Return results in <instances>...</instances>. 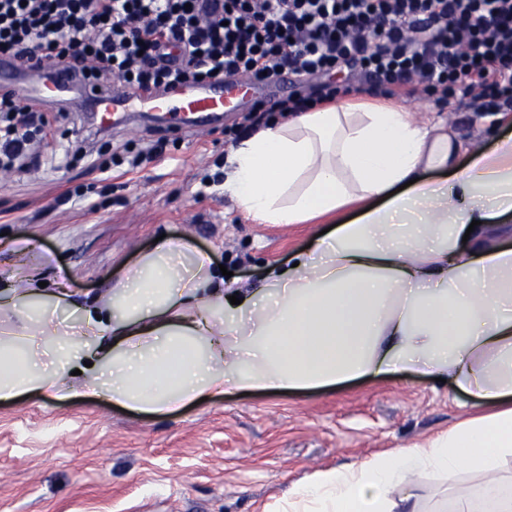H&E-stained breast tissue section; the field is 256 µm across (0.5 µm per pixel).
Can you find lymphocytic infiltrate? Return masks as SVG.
<instances>
[{
	"instance_id": "lymphocytic-infiltrate-1",
	"label": "lymphocytic infiltrate",
	"mask_w": 512,
	"mask_h": 512,
	"mask_svg": "<svg viewBox=\"0 0 512 512\" xmlns=\"http://www.w3.org/2000/svg\"><path fill=\"white\" fill-rule=\"evenodd\" d=\"M0 56L58 61L84 81L160 92L214 76H321L317 96L256 102L300 112L349 94L423 91L512 112V0H0ZM41 103L0 93V169L26 157Z\"/></svg>"
}]
</instances>
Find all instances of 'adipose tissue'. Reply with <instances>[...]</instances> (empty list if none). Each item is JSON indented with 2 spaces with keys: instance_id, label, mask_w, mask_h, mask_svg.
<instances>
[{
  "instance_id": "ef3b65f1",
  "label": "adipose tissue",
  "mask_w": 512,
  "mask_h": 512,
  "mask_svg": "<svg viewBox=\"0 0 512 512\" xmlns=\"http://www.w3.org/2000/svg\"><path fill=\"white\" fill-rule=\"evenodd\" d=\"M224 167L225 196L258 223L340 220L254 288L168 238L90 300L15 270L0 288V402L93 396L168 416L229 386L414 371L490 414L316 472L275 512H421L417 475L463 468L485 479L457 512H512L496 476L512 461V134L486 148L434 114L340 100L269 123Z\"/></svg>"
}]
</instances>
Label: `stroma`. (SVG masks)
Listing matches in <instances>:
<instances>
[{
	"label": "stroma",
	"mask_w": 512,
	"mask_h": 512,
	"mask_svg": "<svg viewBox=\"0 0 512 512\" xmlns=\"http://www.w3.org/2000/svg\"><path fill=\"white\" fill-rule=\"evenodd\" d=\"M442 112L485 146L512 131L477 122L465 98ZM47 120L39 164L0 178V233L28 241L27 268L77 299L104 291L163 234L256 285L322 230L254 223L225 197L226 154L253 132L242 113L191 131H154L139 113L106 131L84 112ZM470 405L411 373L280 394L231 390L167 417L26 395L0 404V512H269L315 471L423 443ZM419 480L424 512H454L483 477L463 469Z\"/></svg>",
	"instance_id": "obj_1"
}]
</instances>
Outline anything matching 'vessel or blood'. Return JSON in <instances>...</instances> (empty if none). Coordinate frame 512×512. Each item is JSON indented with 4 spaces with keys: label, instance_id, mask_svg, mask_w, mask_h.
<instances>
[{
    "label": "vessel or blood",
    "instance_id": "b4317fda",
    "mask_svg": "<svg viewBox=\"0 0 512 512\" xmlns=\"http://www.w3.org/2000/svg\"><path fill=\"white\" fill-rule=\"evenodd\" d=\"M16 68L15 60L0 59V90L13 92L24 101L78 108L105 128L130 112L159 113L177 126H204L222 119L225 113L242 111L245 99L258 92L257 84L246 80L229 84L217 79L140 96L117 86L106 91L83 82L64 65L26 66L22 81L14 75Z\"/></svg>",
    "mask_w": 512,
    "mask_h": 512
}]
</instances>
